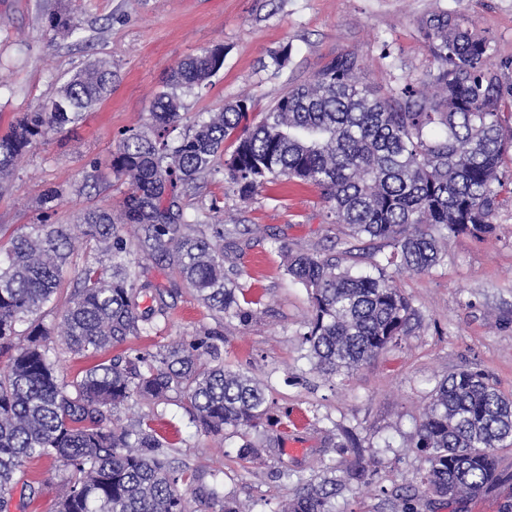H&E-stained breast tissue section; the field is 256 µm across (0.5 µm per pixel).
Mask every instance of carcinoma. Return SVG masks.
Wrapping results in <instances>:
<instances>
[{
    "label": "carcinoma",
    "instance_id": "1",
    "mask_svg": "<svg viewBox=\"0 0 512 512\" xmlns=\"http://www.w3.org/2000/svg\"><path fill=\"white\" fill-rule=\"evenodd\" d=\"M420 28L434 67L418 85L406 80L379 94L363 81L357 55L345 52L288 87L252 127L253 100L244 95L176 136L182 97L202 94L224 67V46L204 49L172 68L146 129L119 132L110 163L127 185L119 211L51 224L61 191L50 188L39 223L8 240L0 227V512H10L18 487L31 498L39 493L27 467L43 458L65 473L56 512H252L221 495L216 472L178 460L153 425L152 407L179 398L201 432L242 439L245 460L261 457L267 428L288 430V412L275 413L261 383L224 366L222 330L151 350L127 345L168 320L181 283L220 317L253 320L237 272L224 266V240L244 230L223 217L190 220L180 205L183 192L220 170L243 201L280 178L311 185L345 235L391 247L362 273L279 245L286 274L310 296L299 336L319 373L349 376L421 326L389 269L427 272L444 261L449 238L494 233L512 166V59L497 58L491 38L458 13L431 14ZM115 78L98 60L61 86L54 109L40 106L0 135V195L18 159L78 123ZM77 243L88 250L86 266L61 301ZM141 259L179 281L160 288L141 279ZM51 303L62 312L47 328L40 314ZM66 354L94 363L67 378ZM145 405L150 410L132 419L119 416ZM511 445L512 398L481 372L451 373L416 428L413 448L428 463L420 482L450 505L476 498L499 480L497 450ZM363 473L354 465L338 480L329 465L278 512H335L332 499Z\"/></svg>",
    "mask_w": 512,
    "mask_h": 512
}]
</instances>
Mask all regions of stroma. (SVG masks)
<instances>
[{
	"mask_svg": "<svg viewBox=\"0 0 512 512\" xmlns=\"http://www.w3.org/2000/svg\"><path fill=\"white\" fill-rule=\"evenodd\" d=\"M447 9L492 38L499 55L512 56V0H0V129L55 97L66 79L94 61H107L118 75L111 94L77 124L49 135L16 163L12 188L0 196V225L16 234L37 223L50 187L62 192L52 216L57 224L78 223L96 207H118L126 187L109 170L117 133L145 127L171 69L202 49L223 45L224 67L201 95L184 97L186 119L247 94L256 104L255 122L288 86L309 81L342 52L359 56L380 92L400 76L422 80L432 58L420 21ZM59 13L80 25L86 44L51 29ZM283 48L290 60L272 72L270 56ZM93 173L97 186L90 189L85 182ZM213 201L249 229L228 259L241 272L256 317L245 327L221 324L183 287L167 322L139 344L223 328L225 365L266 385L292 425L249 461L238 456L240 438L200 432L183 403L160 405L156 426L180 459L219 471L225 497L252 504L253 512H277L298 488L319 482L329 463L365 468L363 483L337 496L336 512H402L408 500L416 512H498L502 496L512 493V446L498 452L500 479L492 489L449 506L418 488L415 476L426 463L411 443L432 389L449 373L483 372L512 397V192L499 196L492 236L450 238L441 265L396 275L423 317L421 327L353 376L330 382L300 346L297 332L311 302L285 273L276 243L333 255L360 270L369 269L382 243L340 234L310 185L270 183L243 201L225 193L219 176L182 197L190 217ZM28 472L40 480L41 493L14 499L12 512H55L62 472L46 459Z\"/></svg>",
	"mask_w": 512,
	"mask_h": 512,
	"instance_id": "stroma-1",
	"label": "stroma"
}]
</instances>
